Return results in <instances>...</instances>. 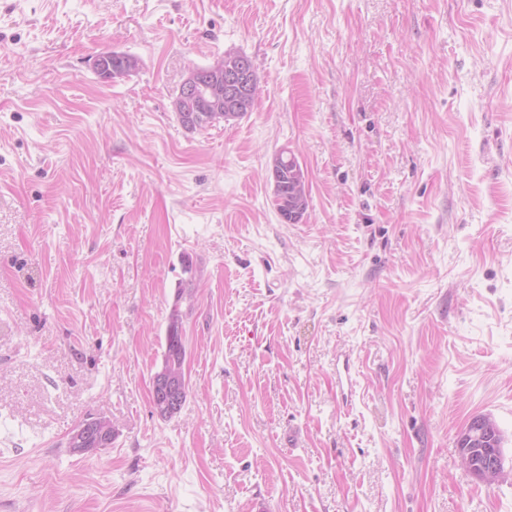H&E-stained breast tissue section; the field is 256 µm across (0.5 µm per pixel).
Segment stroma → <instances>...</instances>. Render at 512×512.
I'll return each instance as SVG.
<instances>
[{"label": "stroma", "mask_w": 512, "mask_h": 512, "mask_svg": "<svg viewBox=\"0 0 512 512\" xmlns=\"http://www.w3.org/2000/svg\"><path fill=\"white\" fill-rule=\"evenodd\" d=\"M228 52L253 111L186 130ZM482 414L492 485L458 458ZM0 512H512V0H0ZM237 54L245 57L253 66L246 55L229 52L207 69L195 66L188 68L171 103L173 112L185 121L192 119L190 112H201L191 127H187L183 120L178 118L186 129L205 128L214 122L239 119L247 112H252L254 101L238 102L250 96L254 97L259 89L256 72L254 70V75L252 69H248ZM224 101L235 104L229 106ZM269 172L273 182L272 204L280 219L286 224L299 223L307 212L310 197L307 177L300 163L294 155H288L287 150H281L274 155V164ZM301 179L304 192L295 189ZM162 367H177L183 372L185 367L186 346L185 336H183L182 314L179 308H173L167 325V334L165 337V352ZM181 370H173L164 368L153 377L152 395L155 400L170 406L177 404V394L179 386L183 380ZM187 398V385L184 376L183 383L180 386L178 396V405L173 408H166L152 399L154 412L163 419L172 418L177 414L184 405ZM112 433V420L106 416H99L90 424H85L73 431L69 442L70 447L73 452L83 453L86 448H98L97 441L106 446L112 442ZM90 434H94L97 441L95 437L88 436ZM87 436L88 439L83 448H73L80 446ZM497 427L498 426L494 423L492 433L484 435L482 439L476 442L472 441V443L462 440V437L460 438L459 436L457 441L458 448H461L463 452L470 453L476 463L482 462L494 451V448H502L503 437ZM459 458L461 465L482 482H495L504 473L505 459L503 454L495 453L494 455H490L488 459L480 465L474 464L468 454L461 455Z\"/></svg>", "instance_id": "stroma-1"}]
</instances>
